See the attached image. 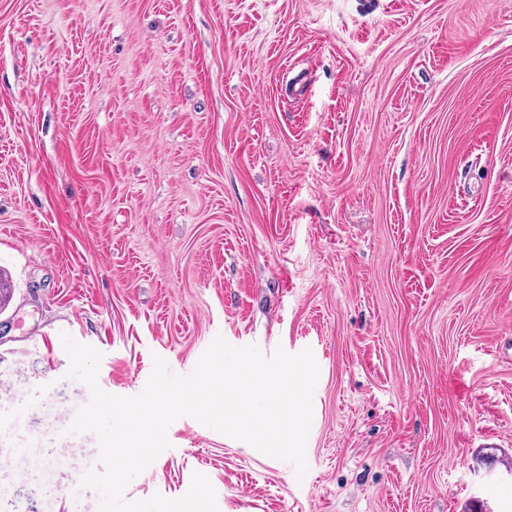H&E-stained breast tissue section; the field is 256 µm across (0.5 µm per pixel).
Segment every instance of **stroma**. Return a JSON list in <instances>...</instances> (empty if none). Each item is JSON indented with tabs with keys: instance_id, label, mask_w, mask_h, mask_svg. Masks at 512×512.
<instances>
[{
	"instance_id": "1",
	"label": "stroma",
	"mask_w": 512,
	"mask_h": 512,
	"mask_svg": "<svg viewBox=\"0 0 512 512\" xmlns=\"http://www.w3.org/2000/svg\"><path fill=\"white\" fill-rule=\"evenodd\" d=\"M0 270L17 512H98L66 334L318 364L304 478L185 416L126 500L512 512V0H0Z\"/></svg>"
}]
</instances>
